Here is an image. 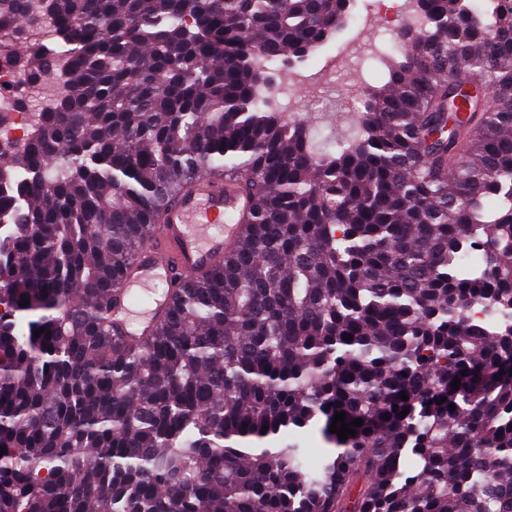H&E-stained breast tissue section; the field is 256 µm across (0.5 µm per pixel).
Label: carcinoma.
<instances>
[{
    "mask_svg": "<svg viewBox=\"0 0 512 512\" xmlns=\"http://www.w3.org/2000/svg\"><path fill=\"white\" fill-rule=\"evenodd\" d=\"M350 2L0 0L60 32L70 87L0 160V512H512V9L418 0L362 135L317 146L265 93ZM205 173L252 201L238 240L149 335L112 332Z\"/></svg>",
    "mask_w": 512,
    "mask_h": 512,
    "instance_id": "cac0c4a2",
    "label": "carcinoma"
}]
</instances>
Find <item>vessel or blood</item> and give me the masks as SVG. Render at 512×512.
I'll return each instance as SVG.
<instances>
[{
    "label": "vessel or blood",
    "mask_w": 512,
    "mask_h": 512,
    "mask_svg": "<svg viewBox=\"0 0 512 512\" xmlns=\"http://www.w3.org/2000/svg\"><path fill=\"white\" fill-rule=\"evenodd\" d=\"M249 199L223 178L204 175L192 189L169 205L154 232L140 248L137 258L112 298V325L126 335H147L156 315L169 303L167 286L177 276L205 269L213 259L233 245L238 227L235 215H245ZM152 288L148 311L132 318L129 292Z\"/></svg>",
    "instance_id": "vessel-or-blood-1"
}]
</instances>
